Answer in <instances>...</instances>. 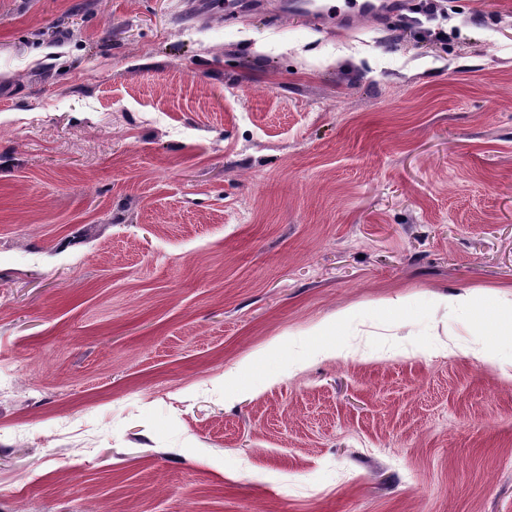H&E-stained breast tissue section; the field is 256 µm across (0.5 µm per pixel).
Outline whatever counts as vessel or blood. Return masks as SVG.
I'll return each instance as SVG.
<instances>
[{
    "label": "vessel or blood",
    "instance_id": "b4317fda",
    "mask_svg": "<svg viewBox=\"0 0 512 512\" xmlns=\"http://www.w3.org/2000/svg\"><path fill=\"white\" fill-rule=\"evenodd\" d=\"M403 6V0H351L349 8L344 9L335 0H290L286 11L322 28L343 29L367 16L379 19L397 13Z\"/></svg>",
    "mask_w": 512,
    "mask_h": 512
}]
</instances>
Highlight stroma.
Wrapping results in <instances>:
<instances>
[{
    "label": "stroma",
    "mask_w": 512,
    "mask_h": 512,
    "mask_svg": "<svg viewBox=\"0 0 512 512\" xmlns=\"http://www.w3.org/2000/svg\"><path fill=\"white\" fill-rule=\"evenodd\" d=\"M210 2L0 0V512H512V0ZM349 9H342L335 2L330 0H296L289 1L287 7H281L280 11L288 13L289 16H300L306 18L311 24L322 28H350L355 19H362L370 16L378 21L387 13L395 14L399 12L406 4L402 0H380L362 1L347 0Z\"/></svg>",
    "instance_id": "1"
}]
</instances>
